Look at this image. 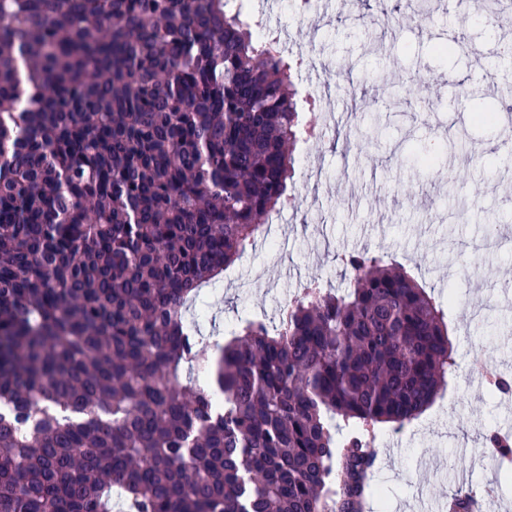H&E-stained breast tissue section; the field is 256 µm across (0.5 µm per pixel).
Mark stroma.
I'll list each match as a JSON object with an SVG mask.
<instances>
[{
	"label": "stroma",
	"instance_id": "1",
	"mask_svg": "<svg viewBox=\"0 0 512 512\" xmlns=\"http://www.w3.org/2000/svg\"><path fill=\"white\" fill-rule=\"evenodd\" d=\"M267 26L283 35L289 58H302L294 85L324 88L322 111L378 128V145L344 149L328 128L298 141L292 189L299 210L285 212L201 295L206 335L247 320H277L288 294L318 278L338 291L349 279L339 257L368 250L394 258L444 306L455 367L434 404L402 430L380 426L374 442L377 490L367 512H433L457 487L492 492L498 512H512V462L494 459L483 436L512 438V398L474 381V363L494 361L512 376V159L497 129L472 120L474 106L512 99V64L498 61L497 41L511 34L471 7L434 0L418 19L417 0H400L388 28L344 0H320L315 22L295 8L265 6ZM464 47L437 56L436 42ZM351 69L353 90L338 85L336 64ZM470 91L460 101V90ZM321 171L319 184L304 171ZM497 230L486 249L485 226ZM481 273L469 275V265Z\"/></svg>",
	"mask_w": 512,
	"mask_h": 512
}]
</instances>
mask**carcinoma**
I'll return each mask as SVG.
<instances>
[{
    "instance_id": "1",
    "label": "carcinoma",
    "mask_w": 512,
    "mask_h": 512,
    "mask_svg": "<svg viewBox=\"0 0 512 512\" xmlns=\"http://www.w3.org/2000/svg\"><path fill=\"white\" fill-rule=\"evenodd\" d=\"M301 133L226 0H0V403L36 419H0V512H361L376 428L455 364L435 298L343 255L346 293L314 279L212 347L218 408L187 319L288 202Z\"/></svg>"
}]
</instances>
